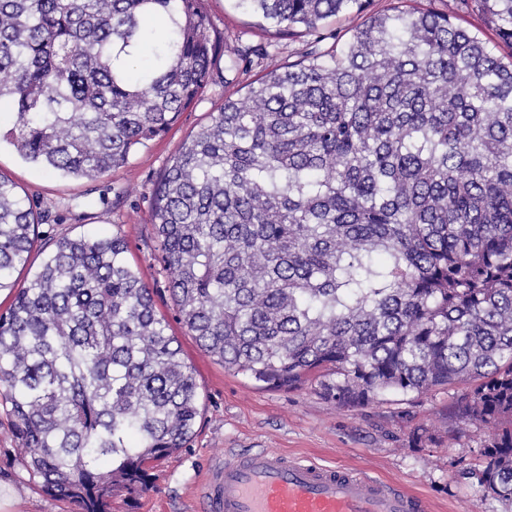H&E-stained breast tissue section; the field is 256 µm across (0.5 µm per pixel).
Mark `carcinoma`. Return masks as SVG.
Returning <instances> with one entry per match:
<instances>
[{"label": "carcinoma", "mask_w": 512, "mask_h": 512, "mask_svg": "<svg viewBox=\"0 0 512 512\" xmlns=\"http://www.w3.org/2000/svg\"><path fill=\"white\" fill-rule=\"evenodd\" d=\"M280 37L354 14L342 45L273 63L188 135L152 192L179 320L224 369L314 382L357 409L464 385L480 482L512 501V0H473L497 41L390 0H235ZM237 52L207 0H0V130L26 161L96 180L166 133ZM0 173V399L21 464L111 512L186 447L196 371L120 236L55 242Z\"/></svg>", "instance_id": "1"}]
</instances>
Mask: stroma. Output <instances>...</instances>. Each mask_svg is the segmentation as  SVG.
<instances>
[{"label": "stroma", "instance_id": "1", "mask_svg": "<svg viewBox=\"0 0 512 512\" xmlns=\"http://www.w3.org/2000/svg\"><path fill=\"white\" fill-rule=\"evenodd\" d=\"M212 25L228 46L243 49L270 44L282 63L309 52L313 38L277 37L262 19L236 8L233 0H208ZM264 68L225 70L216 62L212 80L195 103L163 137L140 147L122 167L94 181L66 179L24 162L9 144L0 145V172L15 180L44 214L30 265L38 267L59 238L118 235L129 247L128 259L153 288L155 302L177 336L183 354L195 367L202 412L186 448L160 462L147 490L112 498V512H205L203 483L225 457L253 448L313 459L401 485L428 503V512H512V502L495 497L477 472L483 433L457 421L454 406L465 386L439 390L408 400L386 396L362 409L342 410L323 399L315 384L293 391L269 390L224 369L202 351L178 319L157 260V242L148 222L153 185L182 141L207 122L225 98H240ZM419 445H412L413 434ZM11 418L0 405V479L11 482L21 501L17 512H78L68 500L43 492L20 463Z\"/></svg>", "mask_w": 512, "mask_h": 512}]
</instances>
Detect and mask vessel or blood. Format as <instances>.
<instances>
[{"label": "vessel or blood", "mask_w": 512, "mask_h": 512, "mask_svg": "<svg viewBox=\"0 0 512 512\" xmlns=\"http://www.w3.org/2000/svg\"><path fill=\"white\" fill-rule=\"evenodd\" d=\"M203 497L209 512H426L389 483L264 448L225 458Z\"/></svg>", "instance_id": "b4317fda"}]
</instances>
